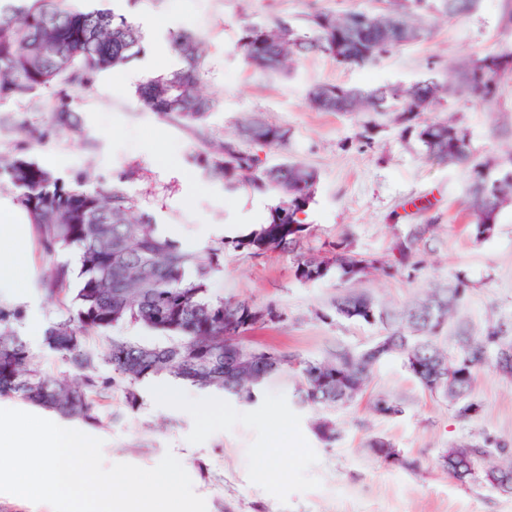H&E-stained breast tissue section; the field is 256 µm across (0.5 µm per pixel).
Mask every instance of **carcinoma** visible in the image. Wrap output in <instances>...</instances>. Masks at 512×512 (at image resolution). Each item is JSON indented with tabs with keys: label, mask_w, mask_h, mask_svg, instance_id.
Returning a JSON list of instances; mask_svg holds the SVG:
<instances>
[{
	"label": "carcinoma",
	"mask_w": 512,
	"mask_h": 512,
	"mask_svg": "<svg viewBox=\"0 0 512 512\" xmlns=\"http://www.w3.org/2000/svg\"><path fill=\"white\" fill-rule=\"evenodd\" d=\"M409 2L422 11L436 3L440 12L461 18L475 10L478 0ZM423 35L424 28L399 13L353 12L338 19L333 12L316 8L305 29L284 19L248 24L238 46L260 74L287 76L288 62L294 57L322 55L343 66H375ZM171 44L179 64L143 79L136 89L137 101L145 112L196 126L217 111L221 101L200 90L199 37L184 30L172 35ZM143 51L140 24L113 9H77L68 0H0V104L52 91L58 99L52 108L53 124L76 130L81 119L69 102L70 93L89 87L97 75L127 64ZM511 73V53L487 54L470 59L450 82L429 77L407 87L372 88L316 83L308 88L306 100L319 112L372 114L380 101L398 108L401 135L415 136L428 159L467 171L474 218L470 233L480 241L493 235L500 209L512 200V181H507L512 168L495 177L484 173V163L475 159L464 129L446 120H425L423 115L451 86L491 105L500 81ZM287 143L288 129L283 126L246 119L236 138L198 157L204 173L228 188L243 186L278 195L265 223L230 240L236 249L262 255L297 243L306 231L305 220L296 213H307L313 202L317 172L291 159L271 164L259 155ZM0 169L8 173L15 200L36 226L47 253L75 257L76 266L56 263L38 280L37 288L50 300L66 301L65 314L45 330V347L82 372L77 384L51 377L18 331L20 311L0 303V397H18L63 417L94 424L99 402L120 384L130 409L139 404V386L158 376L252 403L288 363L275 350L255 358L240 340L250 328L245 320L250 313L264 311L271 322L280 319V313L271 306L210 294L209 279L220 266L224 248L197 250L164 237L157 231L154 216L138 211L136 200L116 186L72 185L27 157L0 156ZM428 228L427 224L411 226L396 243L392 261L381 267L385 276L417 268L420 243ZM377 263V258L356 251L352 235L346 233L300 255L294 277L301 283L333 274L341 281L359 280L377 268ZM74 278L77 287L72 288ZM469 289L468 279L458 276L448 287L434 289L426 299L400 312L378 305L363 292L336 297V316L382 325L381 340L390 344V352L378 356L339 347L325 360L296 361L302 378L300 403L314 408L345 405L362 393L380 361L397 357L423 390L442 396L459 416L479 414L481 404L474 399L473 386L481 367L497 366L499 325H489L479 335L460 330L455 346L461 360L452 365V374L438 380V358L448 355L439 339L448 314ZM122 325L155 331L165 342L142 344L114 336L102 349L88 341L93 334L105 335ZM102 366L110 367L112 375L101 376ZM312 428L322 440H336L334 421L320 418ZM368 447L387 449L393 464L415 466L383 437L372 438ZM507 451V445L485 437L446 449L439 462L460 484L490 486L477 460Z\"/></svg>",
	"instance_id": "obj_1"
}]
</instances>
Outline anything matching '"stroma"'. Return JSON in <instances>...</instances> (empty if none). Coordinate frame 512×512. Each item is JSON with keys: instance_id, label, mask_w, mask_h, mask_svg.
<instances>
[{"instance_id": "35a3bbf8", "label": "stroma", "mask_w": 512, "mask_h": 512, "mask_svg": "<svg viewBox=\"0 0 512 512\" xmlns=\"http://www.w3.org/2000/svg\"><path fill=\"white\" fill-rule=\"evenodd\" d=\"M315 4L339 17L397 7L395 0H142L133 14L145 35V51L76 94L81 130L53 127L37 101L6 103L10 122L0 128V154L34 159L73 184L122 183L140 209L165 226L167 237L186 247L220 242L210 230L214 224L262 223L276 200L275 194L245 188L225 191L193 160L204 142L235 137L247 114L290 131L287 148L271 151L270 162L293 159L318 173L304 247H320L348 232L358 251L385 260L411 225L432 227L420 245L423 262L417 271L393 279L375 272L350 285L332 277L296 281L295 255L286 250L256 257L225 247L210 279L212 293L276 308L280 320L252 327L243 343L284 353L291 363L255 403L227 399L223 412L213 415L194 406L193 387L164 395L158 381H151L141 386L140 405L132 411L117 388L101 407V422L82 429L102 439L108 467L151 468L173 454L207 512H512V494L485 484L460 485L438 461L445 448L486 436L512 447V377L493 367L477 374L474 396L482 410L471 418L423 391L397 358L378 364L366 391L347 405L319 410L294 402L300 384L296 360H320L339 346L362 350L384 332L382 326L336 316L331 302L346 288L402 310L461 275L470 291L449 318L448 331L462 323L475 333L491 323L512 327V203L499 212L494 234L475 241L462 168L426 159L415 138L401 136L392 115L381 119L367 148L358 142L361 115L317 112L304 102L306 89L319 82L409 83L443 77L469 55L512 53L504 0H481L464 19L430 13L422 42L401 47L374 67L312 56L293 63L290 77L269 78L246 63L238 48L245 25L283 17L303 27ZM179 30L200 36L201 89L222 102L199 132L142 111L135 96L147 75L177 65L170 35ZM428 117L464 128L477 160L501 164L512 156V77L500 83L492 106L466 94H447ZM28 238L29 284L20 296L0 295V302L20 309L18 330L32 349L42 351L46 371L73 382L79 371L43 352L38 338L60 309L35 287L51 259L36 229H29ZM378 395L404 399L405 414L389 419L375 413L372 400ZM319 417L335 421L336 443L325 444L314 434L312 422ZM377 436L390 440L414 468L376 458L367 443Z\"/></svg>"}]
</instances>
